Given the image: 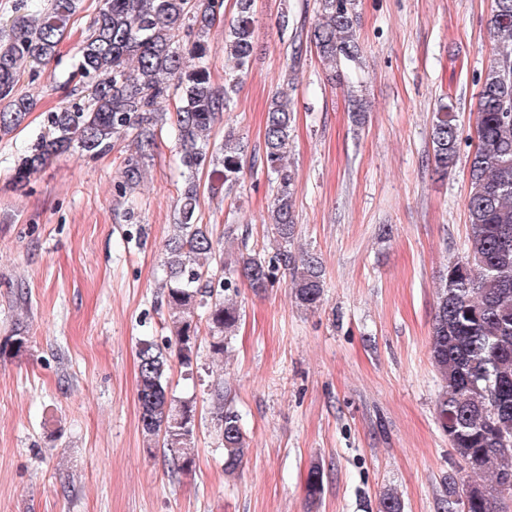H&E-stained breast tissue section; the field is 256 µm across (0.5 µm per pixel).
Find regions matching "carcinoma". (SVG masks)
<instances>
[{
    "instance_id": "carcinoma-1",
    "label": "carcinoma",
    "mask_w": 512,
    "mask_h": 512,
    "mask_svg": "<svg viewBox=\"0 0 512 512\" xmlns=\"http://www.w3.org/2000/svg\"><path fill=\"white\" fill-rule=\"evenodd\" d=\"M317 21L294 44L293 60L312 44L333 78L361 62L357 0H317ZM254 0H237V15L224 31V51L233 67L224 85L211 79L204 34L223 13L224 0H101L78 48L75 76L85 100L52 112L49 128L18 158L13 184L23 187L56 156L71 151L91 156L128 141L134 153L125 161L122 190L131 193L143 178L144 160L156 146L163 124L160 104L179 96L172 133L184 169L177 222L165 243L166 301L172 336L166 346L147 337L138 348L137 400L141 433L161 442L175 473L196 465L198 411L190 399L176 397L168 374L172 362L193 373L201 343L214 358L228 353L241 321L228 292L244 283L256 292L291 278L296 303L306 309L322 300L324 270L313 254L291 249L296 231V184L286 163L294 122L284 91L270 101L261 162L274 175L276 193L268 207L275 249L272 255L242 253L224 275L212 273L224 262L222 243L209 225L199 223L200 171L214 166L208 184L213 195L233 187L241 172L239 146L232 131L220 147L210 133L220 114L233 111L234 94L254 49ZM77 0L24 4L0 40V135L17 129L33 109V99L17 92L25 70L57 53ZM492 59L477 103V144L468 159L465 199L471 236L465 254L473 259L448 263L436 293L430 358L439 376L436 410L457 460L444 479L442 512L468 496L467 512H498L505 496L494 492L500 472L512 467V0H495L488 19ZM431 160L450 173L460 151V127L451 102H440L429 130ZM205 309L206 338L200 339L198 309ZM29 337L15 324L0 340V359L19 355ZM214 414L224 448V474L239 470L250 444L238 411L224 403V382L211 387ZM378 512H403L396 492L379 499Z\"/></svg>"
}]
</instances>
